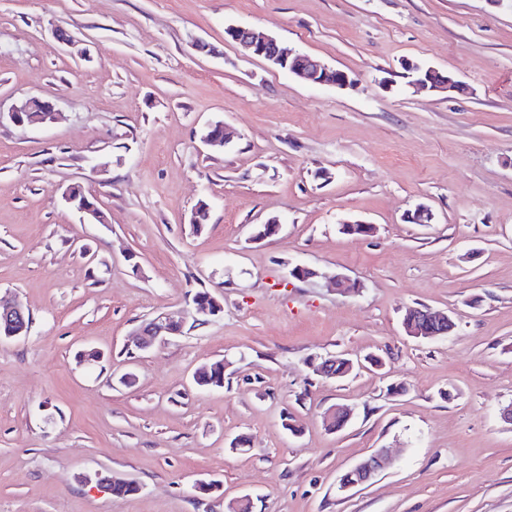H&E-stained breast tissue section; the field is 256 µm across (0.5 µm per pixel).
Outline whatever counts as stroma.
<instances>
[{
    "instance_id": "obj_1",
    "label": "stroma",
    "mask_w": 512,
    "mask_h": 512,
    "mask_svg": "<svg viewBox=\"0 0 512 512\" xmlns=\"http://www.w3.org/2000/svg\"><path fill=\"white\" fill-rule=\"evenodd\" d=\"M231 24L354 83H302L227 40ZM406 61L464 93L415 91ZM31 96L61 117L0 122V295L31 317L0 342V512H224L244 494L256 512H512V8L0 0V109ZM215 122L236 132L221 149L201 143ZM76 182L106 223L63 201ZM421 206L432 223L411 222ZM358 221L373 233L344 232ZM202 287L223 313L128 348ZM413 306L454 330L407 336ZM327 355L383 365L327 379L311 368ZM219 359L223 387H198ZM338 404L354 414L331 431ZM379 448L393 466L339 492ZM101 474L138 490L112 495ZM185 323L183 316L176 319L166 313L157 314L134 329L130 335L133 336L131 343L139 351H149L175 336H181Z\"/></svg>"
}]
</instances>
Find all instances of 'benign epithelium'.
I'll list each match as a JSON object with an SVG mask.
<instances>
[{
    "instance_id": "benign-epithelium-1",
    "label": "benign epithelium",
    "mask_w": 512,
    "mask_h": 512,
    "mask_svg": "<svg viewBox=\"0 0 512 512\" xmlns=\"http://www.w3.org/2000/svg\"><path fill=\"white\" fill-rule=\"evenodd\" d=\"M228 39L239 44L248 53L262 58L273 66L287 70L299 81L306 84H336L340 87L354 83L344 71L331 69L320 59L300 52L283 48L279 41L254 28L229 25L225 28ZM404 67L411 72V85L419 90L454 93L462 88L459 81L431 67H423L412 62H404ZM58 112L55 106L39 97H29L13 105L8 112L0 111V120L8 118L18 126L38 127L55 122ZM206 146L215 147L226 144L229 140L224 124L211 123L201 137ZM62 199L71 208L83 215L89 224H105L106 217L102 210L89 202L84 195V188L79 184L68 186L62 193ZM223 312V305L214 298L198 299L193 307V319L196 323H204L211 317ZM405 318L411 322L406 334L416 338L433 339L446 336L451 332L449 316L428 307H410ZM29 313L17 304L5 303L0 300V340H18L27 336ZM186 319L160 313L141 323L131 333L132 343L139 351H149L155 346L184 333ZM352 410L347 406H338L328 411L325 416L327 426L340 429L351 419ZM389 463L387 449L380 448L354 465L340 484V490L347 491L363 487L372 480Z\"/></svg>"
}]
</instances>
